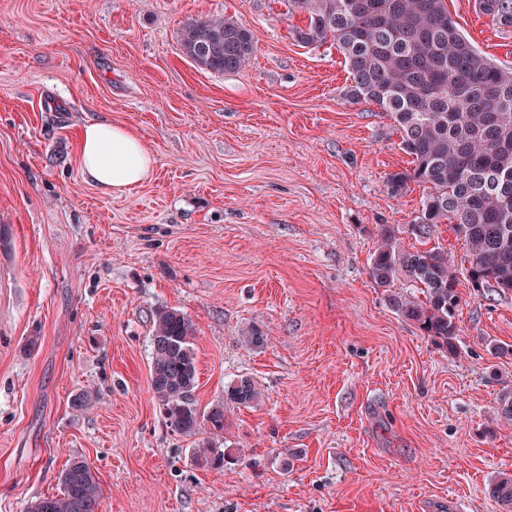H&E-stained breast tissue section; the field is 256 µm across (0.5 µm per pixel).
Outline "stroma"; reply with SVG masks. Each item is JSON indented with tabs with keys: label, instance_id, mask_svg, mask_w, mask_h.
<instances>
[{
	"label": "stroma",
	"instance_id": "1",
	"mask_svg": "<svg viewBox=\"0 0 512 512\" xmlns=\"http://www.w3.org/2000/svg\"><path fill=\"white\" fill-rule=\"evenodd\" d=\"M447 4L512 68V27ZM198 16L244 24L253 59L196 67L177 32ZM304 23L287 0H0V512L60 494L74 458L102 512H502L512 292L460 278L455 354L391 309L369 275L378 225L460 270L466 250L448 224L408 233L423 190L387 185L400 134L349 98L335 42H297ZM102 117L156 159L124 196L80 169L76 131ZM162 307L193 323L200 407L241 376L262 389L224 413V468L199 467L152 398ZM251 326L263 346L239 340ZM489 495L502 507L504 512H512V474L500 473L490 480Z\"/></svg>",
	"mask_w": 512,
	"mask_h": 512
}]
</instances>
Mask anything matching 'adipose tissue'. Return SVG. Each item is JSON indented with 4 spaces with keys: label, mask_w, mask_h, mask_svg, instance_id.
<instances>
[{
    "label": "adipose tissue",
    "mask_w": 512,
    "mask_h": 512,
    "mask_svg": "<svg viewBox=\"0 0 512 512\" xmlns=\"http://www.w3.org/2000/svg\"><path fill=\"white\" fill-rule=\"evenodd\" d=\"M84 176L106 193L122 194L152 174L155 158L133 127L89 120L78 130Z\"/></svg>",
    "instance_id": "adipose-tissue-1"
}]
</instances>
